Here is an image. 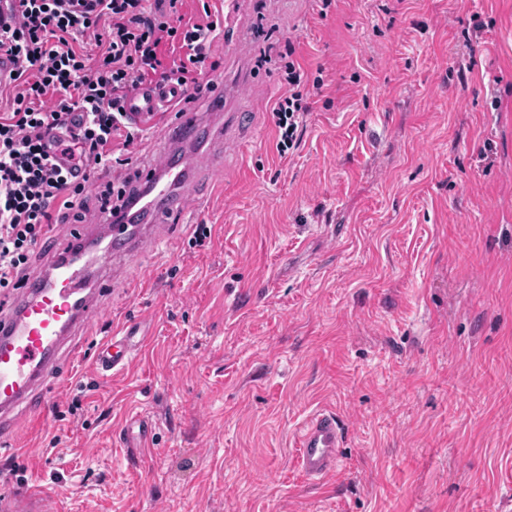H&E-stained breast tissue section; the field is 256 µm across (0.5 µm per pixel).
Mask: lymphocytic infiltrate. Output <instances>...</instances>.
<instances>
[{
	"label": "lymphocytic infiltrate",
	"mask_w": 512,
	"mask_h": 512,
	"mask_svg": "<svg viewBox=\"0 0 512 512\" xmlns=\"http://www.w3.org/2000/svg\"><path fill=\"white\" fill-rule=\"evenodd\" d=\"M183 2L0 0V82L18 89L0 113L1 289L19 286L47 226L99 212L121 224L138 213L143 191L132 177H90L114 145L134 144L140 127L128 104L140 88H176L188 104L203 91V66L219 69L211 54L223 29L186 20ZM295 53L279 56L287 90L272 109L282 155L299 144L310 110Z\"/></svg>",
	"instance_id": "lymphocytic-infiltrate-1"
}]
</instances>
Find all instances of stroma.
Masks as SVG:
<instances>
[{
  "label": "stroma",
  "instance_id": "1",
  "mask_svg": "<svg viewBox=\"0 0 512 512\" xmlns=\"http://www.w3.org/2000/svg\"><path fill=\"white\" fill-rule=\"evenodd\" d=\"M224 31L222 77L202 73L231 86L223 112L186 106L208 125L185 213L102 289L46 417L0 436L24 469L0 498L37 481L57 512H512V0H241ZM290 43L324 85L282 157L262 57ZM176 117L113 174L155 168ZM128 322L142 349L99 372ZM322 408L348 434L316 483L295 444ZM136 439L130 443L127 457L131 464L141 465L144 461L141 444L150 439L153 433L152 423L148 419H138Z\"/></svg>",
  "mask_w": 512,
  "mask_h": 512
}]
</instances>
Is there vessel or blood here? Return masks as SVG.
I'll return each mask as SVG.
<instances>
[{
  "label": "vessel or blood",
  "mask_w": 512,
  "mask_h": 512,
  "mask_svg": "<svg viewBox=\"0 0 512 512\" xmlns=\"http://www.w3.org/2000/svg\"><path fill=\"white\" fill-rule=\"evenodd\" d=\"M169 97V92L147 89L131 99L129 108L141 114L154 112ZM106 231L113 243L97 257L103 268L137 258L151 239L147 224L133 233L119 224L107 225ZM79 260L78 254L60 253L51 266L31 277L22 295L10 300L7 313L0 315V420L19 406L38 405L39 390L59 375L62 346L97 312L102 285L87 283V268ZM137 335V327L131 325L121 335L105 338L94 356L96 366L108 372L127 365L140 346ZM152 433L149 420H138L136 439L127 452L130 463H143L142 445ZM345 437V423L336 412L324 410L313 415L297 442V464L302 474L312 481L333 476L343 461ZM54 509L53 499L37 487L0 499V512Z\"/></svg>",
  "instance_id": "1"
}]
</instances>
